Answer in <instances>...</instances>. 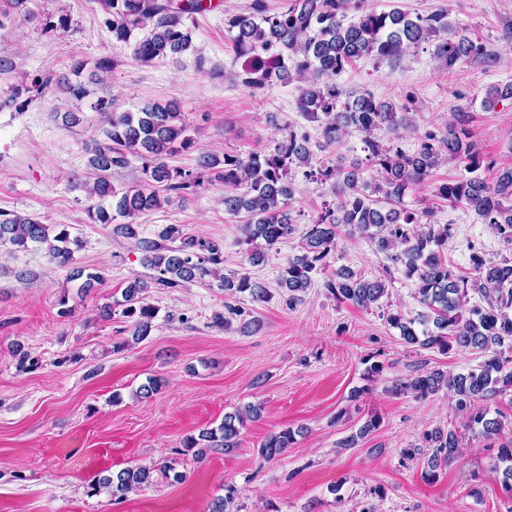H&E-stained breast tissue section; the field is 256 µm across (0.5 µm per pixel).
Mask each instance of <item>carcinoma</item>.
Listing matches in <instances>:
<instances>
[{"instance_id": "carcinoma-1", "label": "carcinoma", "mask_w": 512, "mask_h": 512, "mask_svg": "<svg viewBox=\"0 0 512 512\" xmlns=\"http://www.w3.org/2000/svg\"><path fill=\"white\" fill-rule=\"evenodd\" d=\"M98 2L112 15L108 25L112 42L127 44L135 31H145L133 47L135 59L142 64L168 57L176 59L188 50L191 36L184 29V18L206 10L205 0ZM225 25L234 33L238 56L245 58L240 73L245 86L261 90L276 80L286 82L294 75L305 80L297 108L307 118L321 122L325 144L340 141L354 128L365 134L364 150L377 167L378 182L371 188L358 163L343 168L320 165V179L334 180L338 203L310 225L302 253L288 258L279 279V287L288 295V304L299 301L300 294L311 287L312 272L326 265L337 228L345 224L367 237L393 263L402 265L407 277L416 279V297L425 311L415 318L399 313L388 316V322L399 330L406 343L487 355L465 373L415 370L393 385L394 392L416 398H425L443 387L453 394L461 429L436 428L424 436V447L431 449L425 477L434 479L441 464L454 458L461 447L462 432L492 439L504 428L501 414L491 416L485 402L512 388V369L507 368L512 360L502 357L499 351L505 341H512V314L508 313L512 309V261L496 262L474 253L470 257L473 276L457 274L442 255L448 246L450 225L432 223L433 211L429 209L417 212L405 208L403 197L410 186L430 177L441 156L457 158L473 176L436 185L435 196L451 204L466 205L504 241L512 242V166L498 171L492 183L476 175L480 159L472 152L466 129L457 123L425 131L411 154L381 143L373 132L386 127L398 133L406 124L405 113L413 107V98L408 96L398 105L371 94L354 97L338 78L347 66L367 56L402 57L408 47L447 28L443 15H418L412 19L400 10L369 9L366 0H289L281 11L269 14L263 0H255L253 11L230 15ZM435 51L450 68L460 61L484 66L490 60L484 44L465 33L441 40ZM507 99L512 100V84L492 85L486 90L483 106L493 109ZM99 111L103 115V140L96 143L87 160L88 167L99 177L88 193L100 199L112 197L116 202L115 212L100 205L88 210L89 217L99 224L112 223L116 214L130 219L117 225V232L136 241L143 252V264L157 272V284L174 288L207 277L216 278L224 263L223 247L218 242L185 236L174 224L166 226L159 237L179 242L175 247L140 236L139 227L131 218L161 206L158 184L167 191L186 190L203 185V178L214 173V179L224 183V210L233 216L248 213L241 232L243 241L251 246L249 260L254 264L264 261L265 251L293 233L286 213L293 196L288 174L294 164H310L306 139L290 132L277 142L273 151L246 159L226 155L221 161L203 153L197 160L199 175L186 181L182 172L166 162L171 154L194 147L184 117L175 106L154 104L139 112H117L112 105L101 103ZM131 156L141 161L144 178L119 193L104 174L127 165ZM424 219L431 222L429 230L415 229ZM31 243L47 246L52 258L61 265H69L74 262L69 244H78V239L70 238L63 224L53 231L50 225L35 218L0 210V247L26 249ZM73 276L82 280L81 291L105 281L100 268H76ZM222 286L232 294L248 290L258 301L266 298V289L246 276L224 277ZM326 286L334 296L364 309L376 304L386 293L382 280L365 278L347 267L336 270ZM147 288L148 283L137 278L124 291L123 314L131 321L135 343L149 336L157 315L155 307L142 301L141 294ZM471 290L480 293L485 304L468 305ZM417 323L424 329L417 330ZM261 412V405L253 404L227 413L218 427L186 438L183 447L188 452L195 451L199 459L219 446L231 448L246 420L259 418ZM379 425V416H370L340 446L355 447ZM302 432L301 427H287L268 435L259 447V455L265 460L280 456ZM496 466L502 469L503 490L512 496V439L499 445ZM153 472L148 466L128 467L93 479L91 487L120 503L128 493L150 485Z\"/></svg>"}]
</instances>
